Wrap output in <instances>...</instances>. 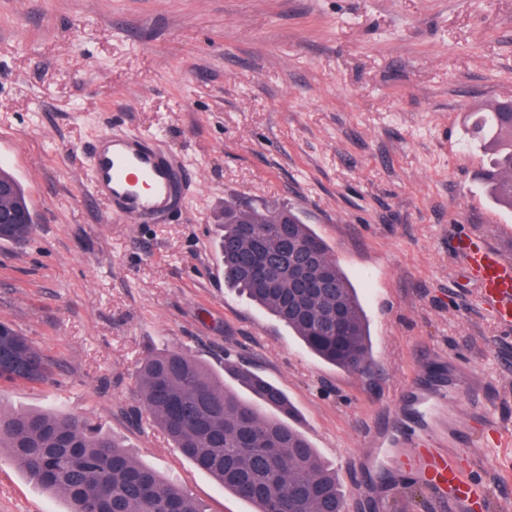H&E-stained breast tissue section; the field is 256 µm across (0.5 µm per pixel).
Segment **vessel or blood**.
<instances>
[{
  "instance_id": "obj_1",
  "label": "vessel or blood",
  "mask_w": 512,
  "mask_h": 512,
  "mask_svg": "<svg viewBox=\"0 0 512 512\" xmlns=\"http://www.w3.org/2000/svg\"><path fill=\"white\" fill-rule=\"evenodd\" d=\"M87 161L91 167L89 192L106 199L112 215L136 223L168 210L178 200V184L188 173L179 161L150 138L130 133L103 132ZM459 253L466 277L480 291L498 323L512 327V260L474 233L461 240ZM423 464L427 483L449 491L460 512H468L475 501H489L485 485L472 471L480 464L477 450H470L467 465H460L454 453L437 448L415 449Z\"/></svg>"
}]
</instances>
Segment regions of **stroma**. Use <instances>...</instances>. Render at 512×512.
<instances>
[{
  "label": "stroma",
  "instance_id": "35a3bbf8",
  "mask_svg": "<svg viewBox=\"0 0 512 512\" xmlns=\"http://www.w3.org/2000/svg\"><path fill=\"white\" fill-rule=\"evenodd\" d=\"M512 99V0H0V167L26 187L36 232L0 244V321L53 361L44 385L0 383V409L99 421L205 512H255L143 413L151 349L214 371L224 354L281 387L336 470L347 512H458L403 466L420 440L478 449L491 508L512 512V330L465 277L456 242L512 258V212L480 187L467 121ZM156 135L194 177L152 224L88 192L106 129ZM285 206L358 291L370 373L311 354L224 282V203ZM477 385L498 426L449 405ZM428 397L434 412L419 415ZM0 454V512H68Z\"/></svg>",
  "mask_w": 512,
  "mask_h": 512
}]
</instances>
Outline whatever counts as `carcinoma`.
<instances>
[{
    "instance_id": "obj_1",
    "label": "carcinoma",
    "mask_w": 512,
    "mask_h": 512,
    "mask_svg": "<svg viewBox=\"0 0 512 512\" xmlns=\"http://www.w3.org/2000/svg\"><path fill=\"white\" fill-rule=\"evenodd\" d=\"M499 101L473 125L469 144L489 156L480 181L491 202L512 210V120ZM13 192L0 206L28 214L26 222L0 227V242L20 244L34 232L24 186L0 168ZM224 234L218 250L224 282L287 325L305 347L349 373L372 366L369 329L356 288L329 255L326 242L291 209L245 210L224 201ZM326 271L311 291L288 280L284 259ZM341 310L345 329L332 327ZM2 382L47 383L52 361L14 325L0 322ZM222 376L192 355L149 351L136 372L139 400L174 447L225 490L256 512H345L335 471L325 466L294 425L295 409L272 382L235 364ZM230 382H224V377ZM44 490L65 499L69 512H205L182 489L139 462L95 422L69 414L0 411V451Z\"/></svg>"
}]
</instances>
